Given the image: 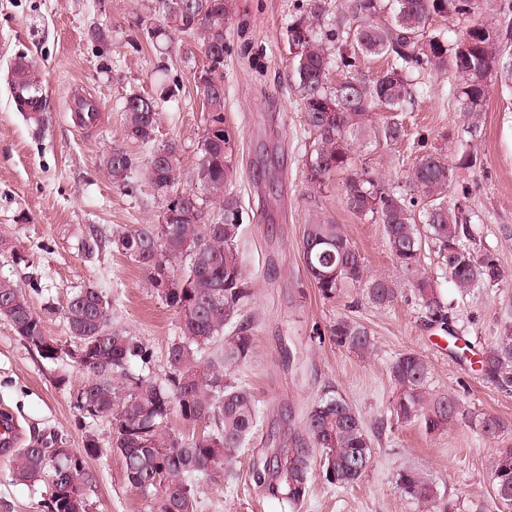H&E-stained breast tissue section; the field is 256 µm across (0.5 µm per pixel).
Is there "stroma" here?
Segmentation results:
<instances>
[{"label":"stroma","mask_w":512,"mask_h":512,"mask_svg":"<svg viewBox=\"0 0 512 512\" xmlns=\"http://www.w3.org/2000/svg\"><path fill=\"white\" fill-rule=\"evenodd\" d=\"M308 0H234L224 57V121L233 136L237 177L233 192L243 217L239 256L253 296L244 313L254 322V350L235 380L258 400L259 423L231 475L198 488L192 512H282L276 499L254 489L248 477L254 457L293 447L301 417L319 398L342 396L361 416L373 440L371 464L347 487L329 484L314 467L307 495L296 512H422L395 486L405 468L421 471L449 498L455 512H512L494 503L490 459L512 445V387L502 389L459 361L447 339L430 328L407 275L393 264L383 227L354 214L344 203L346 173L331 175L321 189L308 181L307 160L317 135L307 125L296 89L287 28ZM153 0H0V241L23 262L0 256V277L20 285L39 282L34 307L60 308L86 285L110 304L114 323L154 352L153 370L163 373L177 316L145 286V274L129 257L105 245L85 250L93 232L109 235L158 223L166 199L151 187L125 195L100 169L103 154L122 147L141 176L153 150L130 140L121 108L133 93L155 94L161 81L179 80L174 96L160 101L157 142L181 147V186L195 185L198 142L205 114L194 92L193 72L205 58L187 36L174 37L175 53L159 55L146 37ZM36 66L44 98L45 125L15 108L8 71L18 55ZM454 76L415 75L417 99L401 120V140L356 142L354 166L372 171L393 187L407 188L418 159L447 143L456 151L468 139L464 120L447 95ZM101 106L96 125L78 127L68 103L78 93ZM479 163L462 169L469 188L467 211L479 229L478 245L493 253L507 276L495 287L453 300L452 327L477 345L492 343L501 323L512 320V87L494 84L484 114V133L474 145ZM332 215L364 259L365 273L386 276L400 289L387 308L371 304L362 286L345 283L335 298L320 296L303 259V235L314 211ZM346 319L366 327L373 339L363 355L338 343L330 329ZM415 352L428 363L433 395L458 396L465 418L437 433L421 423L398 422L397 388L389 368ZM69 355L41 359L0 320V411L12 413L24 433L55 432L66 447H81L94 433L106 452L91 459L97 476L88 512H148L124 479L119 453L110 451L112 428L97 419L77 420L74 402L84 381ZM499 417L506 431L485 438L478 422ZM42 493L12 481L0 456V512H40Z\"/></svg>","instance_id":"1"}]
</instances>
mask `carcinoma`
<instances>
[{
  "mask_svg": "<svg viewBox=\"0 0 512 512\" xmlns=\"http://www.w3.org/2000/svg\"><path fill=\"white\" fill-rule=\"evenodd\" d=\"M233 0H183L179 11L170 0H154L158 25L146 28L152 44L173 45L175 33L198 42L206 65L195 79V95L207 112L205 132L196 167V189L177 190L181 178L179 146L174 141L158 145L146 167V179L157 191H172L164 212H181L190 197L199 209L191 218H162L160 224H142L133 230L112 231V247L140 265L150 290L174 309L178 336L166 354L164 375L152 371L154 353L130 332L112 322L108 301L98 289L76 292L61 310L45 305L37 312L30 294L36 283L23 288L0 279V320L7 322L23 344L45 360L57 358L45 334L43 316L59 313L70 338L88 350L89 364L82 367L86 381L78 389L74 408L81 418L105 419L112 426L110 449L120 453L124 475L131 489L149 503L150 512H190L194 487L218 483L240 456L254 431L258 412L253 394L233 377L251 358L252 325L241 312L252 299L241 264L238 242L242 211L232 192L234 167L230 131L224 125V87L215 73L224 66L229 51L226 28L233 16ZM465 18L468 25L445 38L431 33L436 18ZM491 27L477 11V0H346L334 16L326 14L319 0L288 25L294 78L300 92L306 123L320 137L308 159L309 181L321 187L333 173L352 166V143L371 135L389 142L400 140L405 129L393 118L378 126L372 113L385 108L405 112L416 101L410 73L451 69L458 82L449 95L464 119L473 141L481 137L489 87L497 78L512 76V27L496 29V39L483 35ZM365 57H385L391 65L381 75L367 78L360 68ZM343 72V81L332 87L330 70ZM11 91L24 99L26 119L44 121L40 84L33 65L19 57L10 70ZM164 86L159 97L132 94L122 106L126 134L141 143L155 137L158 100L174 95ZM165 157L157 158L158 153ZM478 155L464 151L456 162L448 160L445 147H435L419 159L410 175V191L403 193L368 170L355 172L344 184V200L353 212L383 225L393 263L411 276L415 296L428 324L448 335V346L463 360L478 357L489 381L512 386V324L500 329L494 343L475 349L448 327L452 307L437 280L422 272L425 241H430L440 271L466 295L478 285L496 286L504 279L498 258L477 249L475 230L466 211L467 187L456 186L458 169L473 168ZM104 173L126 192L135 194L142 184L127 181L132 160L119 147L107 151L100 162ZM456 201L448 203L449 193ZM421 209H415V199ZM218 209L216 215L207 206ZM425 226L420 232L419 225ZM303 255L307 272L321 297L331 299L344 281L363 284L375 306L392 305L398 289L385 277H364V261L341 225L322 212L306 225ZM185 262L183 287L161 288L158 266L175 272L173 263ZM331 332L361 354L373 350L370 333L361 325L339 320ZM390 375L399 388L394 406L397 420L421 422L427 433L443 429L448 421L464 415L456 395L433 396L427 388L429 368L418 354L397 357ZM178 410L188 422H203L206 431L185 437L169 426ZM485 437L495 439L505 428L493 415L479 420ZM303 435L295 447L252 462L253 483L283 506L296 509L308 490L315 450H320L326 481L337 486L354 484L367 470L372 441L364 423L342 397L325 395L305 415ZM58 434L38 435V442L15 448L7 440L0 452L9 457L12 480L30 489L48 485L44 512H86L88 494L96 483L87 459L105 448L92 433L80 448L59 457L49 451ZM495 500L512 506V447L499 448L491 464ZM397 488L422 504L425 512H454L453 504L415 469L397 474Z\"/></svg>",
  "mask_w": 512,
  "mask_h": 512,
  "instance_id": "1",
  "label": "carcinoma"
}]
</instances>
